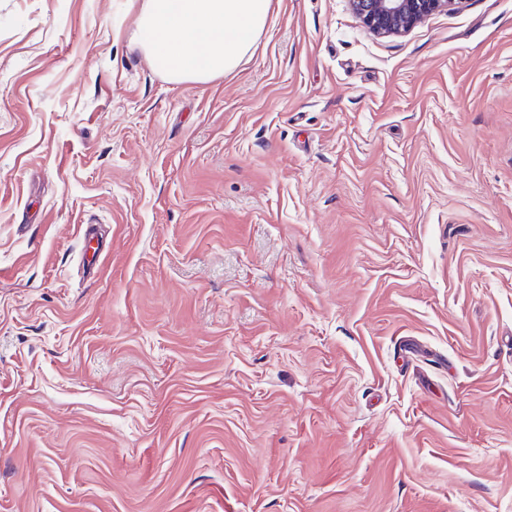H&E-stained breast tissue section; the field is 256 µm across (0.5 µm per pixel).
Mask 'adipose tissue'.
<instances>
[{
	"label": "adipose tissue",
	"mask_w": 512,
	"mask_h": 512,
	"mask_svg": "<svg viewBox=\"0 0 512 512\" xmlns=\"http://www.w3.org/2000/svg\"><path fill=\"white\" fill-rule=\"evenodd\" d=\"M272 0H146L137 31L155 68L176 81H207L255 47Z\"/></svg>",
	"instance_id": "obj_1"
}]
</instances>
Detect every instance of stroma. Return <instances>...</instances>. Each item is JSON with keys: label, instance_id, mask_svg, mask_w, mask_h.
<instances>
[{"label": "stroma", "instance_id": "1", "mask_svg": "<svg viewBox=\"0 0 512 512\" xmlns=\"http://www.w3.org/2000/svg\"><path fill=\"white\" fill-rule=\"evenodd\" d=\"M143 3L0 0V512H512V0ZM145 1L137 26L140 45L155 68L175 81H208L234 70L255 47L272 2ZM352 11L373 34L382 37L408 32L441 10L461 7L465 0H349Z\"/></svg>", "mask_w": 512, "mask_h": 512}]
</instances>
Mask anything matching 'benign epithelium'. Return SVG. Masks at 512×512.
Returning a JSON list of instances; mask_svg holds the SVG:
<instances>
[{
	"mask_svg": "<svg viewBox=\"0 0 512 512\" xmlns=\"http://www.w3.org/2000/svg\"><path fill=\"white\" fill-rule=\"evenodd\" d=\"M349 3L370 32L389 37L408 32L435 12L457 9L465 0H349Z\"/></svg>",
	"mask_w": 512,
	"mask_h": 512,
	"instance_id": "obj_1",
	"label": "benign epithelium"
}]
</instances>
